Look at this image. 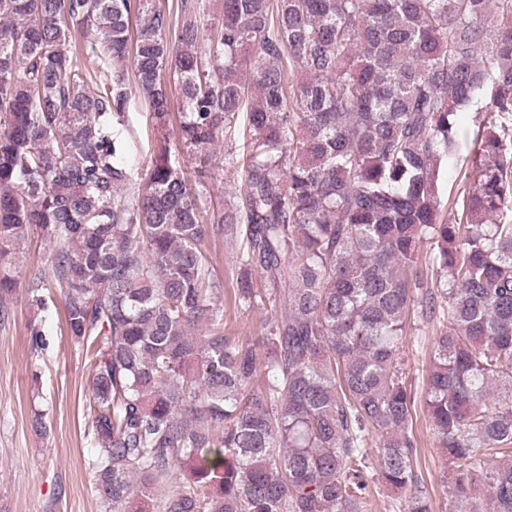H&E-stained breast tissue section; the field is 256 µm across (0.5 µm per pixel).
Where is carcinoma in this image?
Returning <instances> with one entry per match:
<instances>
[{
	"instance_id": "obj_1",
	"label": "carcinoma",
	"mask_w": 512,
	"mask_h": 512,
	"mask_svg": "<svg viewBox=\"0 0 512 512\" xmlns=\"http://www.w3.org/2000/svg\"><path fill=\"white\" fill-rule=\"evenodd\" d=\"M177 12L175 29L155 0H0V292L37 231L48 267L27 299L43 310L59 289L90 355L105 512H367L370 469L430 512L401 360L412 319L444 327L425 403L450 512H512V463L484 461L512 457V0ZM131 72L157 114L166 78L181 98L175 147L137 188L116 133ZM485 93L501 122H479L461 217H444L439 169ZM246 107L247 153L217 161ZM233 168L238 193L209 213ZM224 233L235 305L264 311L255 341L224 333L204 250Z\"/></svg>"
}]
</instances>
